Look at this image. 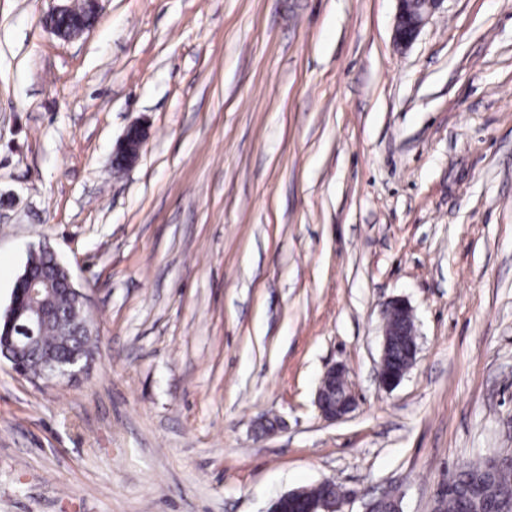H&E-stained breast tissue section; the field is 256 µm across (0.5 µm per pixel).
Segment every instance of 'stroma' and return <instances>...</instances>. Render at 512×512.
I'll return each mask as SVG.
<instances>
[{
	"mask_svg": "<svg viewBox=\"0 0 512 512\" xmlns=\"http://www.w3.org/2000/svg\"><path fill=\"white\" fill-rule=\"evenodd\" d=\"M0 0V313L46 243L99 337L0 358V512H267L330 480L435 512L512 451V0H102L63 40ZM136 164L112 167L132 123ZM419 353L376 373L383 308ZM343 364L357 406L314 405ZM397 14L393 39L398 46H408L419 36L425 22L441 9L445 0H396ZM386 327L383 334L381 363L377 371L379 384L386 389L397 386L408 370L417 360L419 346L417 344L414 324L410 319V310L405 301L397 299L386 306ZM391 336H411L407 350V365L400 371L392 370L388 366V359L392 348ZM90 358L85 359L83 350H73L64 358L47 357L45 358L44 369L38 357H31L26 360V371L34 377L40 376L46 379H74L86 370ZM42 372V373H41Z\"/></svg>",
	"mask_w": 512,
	"mask_h": 512,
	"instance_id": "obj_1",
	"label": "stroma"
}]
</instances>
